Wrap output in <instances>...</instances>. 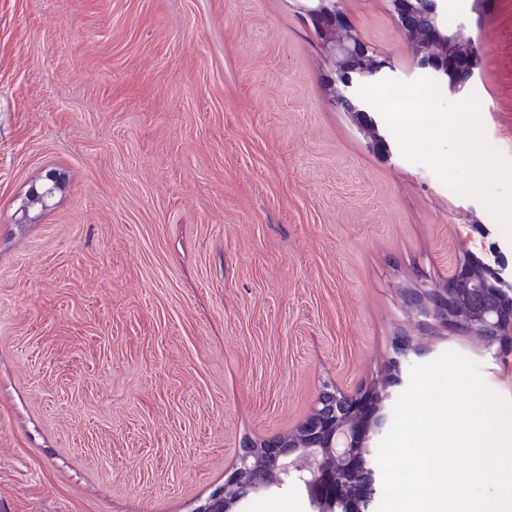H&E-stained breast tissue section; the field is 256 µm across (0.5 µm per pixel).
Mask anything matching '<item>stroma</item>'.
Returning <instances> with one entry per match:
<instances>
[{
  "instance_id": "1",
  "label": "stroma",
  "mask_w": 512,
  "mask_h": 512,
  "mask_svg": "<svg viewBox=\"0 0 512 512\" xmlns=\"http://www.w3.org/2000/svg\"><path fill=\"white\" fill-rule=\"evenodd\" d=\"M309 4L0 0V512H193L243 439L372 383L403 332L426 349L404 370L455 351L512 402V343L403 310L469 252L511 278L512 242L395 136L367 149ZM341 7L390 78H422L389 0ZM442 8L512 161V0ZM238 512L311 507L291 483Z\"/></svg>"
}]
</instances>
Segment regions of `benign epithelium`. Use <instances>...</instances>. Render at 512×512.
I'll use <instances>...</instances> for the list:
<instances>
[{
  "label": "benign epithelium",
  "instance_id": "1",
  "mask_svg": "<svg viewBox=\"0 0 512 512\" xmlns=\"http://www.w3.org/2000/svg\"><path fill=\"white\" fill-rule=\"evenodd\" d=\"M307 14L332 57V102L347 112L367 147L386 153L389 144L359 86L375 81L390 60L364 42L340 0H312ZM396 27L410 48L414 67L433 73L448 90L464 93L481 61V49L464 28H447L440 0H391ZM409 317L473 336L488 348L512 329V280L474 256L459 261L440 288L420 283L405 289ZM414 346L401 337L380 379L353 393L323 386L309 416L286 435L240 448L224 484L196 507L198 512H235L249 496L290 483L302 485L312 512H374L376 454L391 417L392 388L403 383L402 362Z\"/></svg>",
  "mask_w": 512,
  "mask_h": 512
}]
</instances>
